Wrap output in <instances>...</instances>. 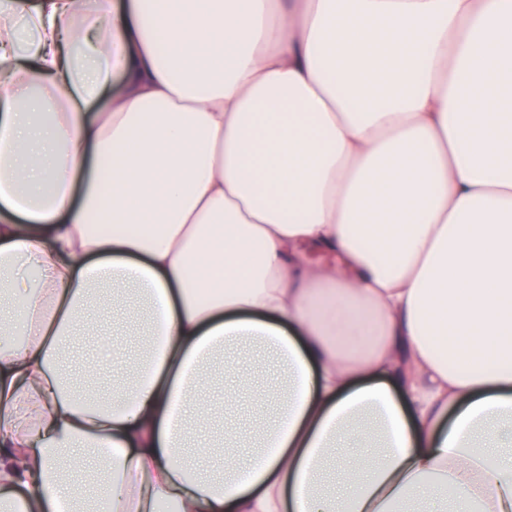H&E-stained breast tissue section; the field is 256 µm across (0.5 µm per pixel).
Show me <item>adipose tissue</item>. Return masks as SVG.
Instances as JSON below:
<instances>
[{
	"label": "adipose tissue",
	"mask_w": 512,
	"mask_h": 512,
	"mask_svg": "<svg viewBox=\"0 0 512 512\" xmlns=\"http://www.w3.org/2000/svg\"><path fill=\"white\" fill-rule=\"evenodd\" d=\"M103 294L146 325L82 394ZM243 344L274 417L205 472ZM506 444L512 0H0V512H512ZM119 329L117 318H103L100 335L80 338L75 347L63 355L62 362L65 368L74 372L78 371L85 360L98 353L101 341H106L111 345L113 341L118 343L120 340V336H117ZM241 365L243 371L260 372V384L263 386L273 385L276 381V370L270 361L265 358L245 352L241 356Z\"/></svg>",
	"instance_id": "ef3b65f1"
}]
</instances>
